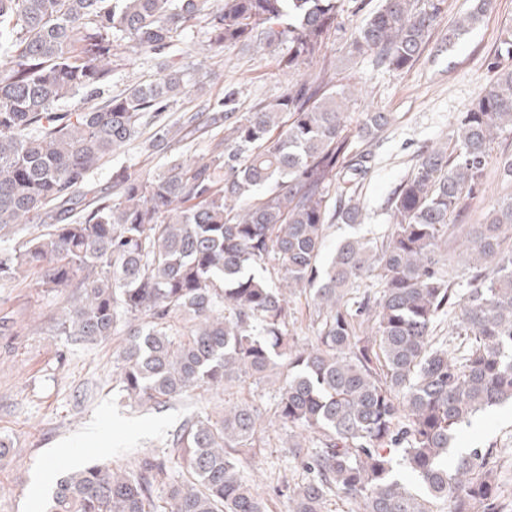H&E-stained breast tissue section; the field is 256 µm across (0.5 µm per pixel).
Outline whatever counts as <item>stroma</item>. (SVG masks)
<instances>
[{
	"mask_svg": "<svg viewBox=\"0 0 512 512\" xmlns=\"http://www.w3.org/2000/svg\"><path fill=\"white\" fill-rule=\"evenodd\" d=\"M381 0H358L359 12H345L344 22L328 41L325 63L336 86L361 87L350 103V124L363 113L387 112L391 121L372 146V172L356 192L363 208L360 225H333L326 242L334 250L344 238L356 235L381 245L391 222L387 201L415 165L419 147L440 144L454 147L456 119L467 111L494 80L489 63L504 57L503 40L512 34V0H495L482 20L449 39L448 31L469 12L473 0H445L430 43L405 71L376 67L372 56H353L349 45L368 15ZM204 28L186 29L164 59L137 57L125 60L112 79L113 92L128 85L160 78L169 64L181 61L188 47L199 49V72L205 87L180 99L178 111H196L202 101L223 96L237 87L238 109L249 112L273 101L287 83L309 73V66L291 71L284 67L282 47L232 46L206 49ZM512 156V129L501 131L491 145L480 192L470 200L465 223L480 224L492 205L512 194V184L501 178L503 159ZM162 156L147 155L140 143L121 148L109 165L96 170L92 187L103 189L118 167L156 171ZM28 271L0 288V512H46L48 491H35L33 480L43 471L61 476L93 463H129L127 449L152 441L162 446L168 433L182 422L187 410L215 413L225 405L257 403L263 410L265 444L250 480L267 500L270 512H288L287 496L278 493L282 482L304 477L299 464L288 460L289 429L276 421L278 388L275 380H253L227 390H196L180 402L147 412L127 405L112 389L117 341L76 345L58 335L54 319L62 299L35 286ZM453 447L466 451L494 448L496 469L503 486L502 512H512V403L477 414L459 431Z\"/></svg>",
	"mask_w": 512,
	"mask_h": 512,
	"instance_id": "obj_1",
	"label": "stroma"
}]
</instances>
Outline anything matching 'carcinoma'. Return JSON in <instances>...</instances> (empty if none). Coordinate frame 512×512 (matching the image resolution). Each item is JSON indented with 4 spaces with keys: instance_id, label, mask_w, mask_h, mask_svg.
Instances as JSON below:
<instances>
[{
    "instance_id": "1",
    "label": "carcinoma",
    "mask_w": 512,
    "mask_h": 512,
    "mask_svg": "<svg viewBox=\"0 0 512 512\" xmlns=\"http://www.w3.org/2000/svg\"><path fill=\"white\" fill-rule=\"evenodd\" d=\"M474 0L448 40L478 23ZM444 0H382L351 44L392 71L413 66ZM341 0H0V285L27 269L63 297L57 330L75 344L122 337L113 380L130 406L165 407L197 389L224 390L287 369L274 415L298 430L288 454L306 472L288 512H323L331 496L357 512H500L491 451L448 462L455 434L480 410L512 401V196L483 224H454L478 191L497 132L512 129V67L457 120L456 149L428 147L392 193L390 231L357 236L323 259L328 230L362 223L340 182H363L387 112H365L351 135L353 92L328 70L240 112L237 92L174 112L203 90L191 62L112 93L129 56L163 57L195 21L208 46L264 36L295 70L322 57L341 26ZM80 97L79 106L57 104ZM152 128L167 153L196 134L208 158H170L158 172L118 168L87 188L113 153ZM464 239L471 274L448 277L449 238ZM369 281L357 305L348 294ZM312 294L308 347L290 333L288 295ZM454 316L455 337L438 335ZM253 402L192 414L167 450L134 465L95 464L62 476L47 512H268L241 476L261 442ZM402 464L426 490L394 475Z\"/></svg>"
}]
</instances>
